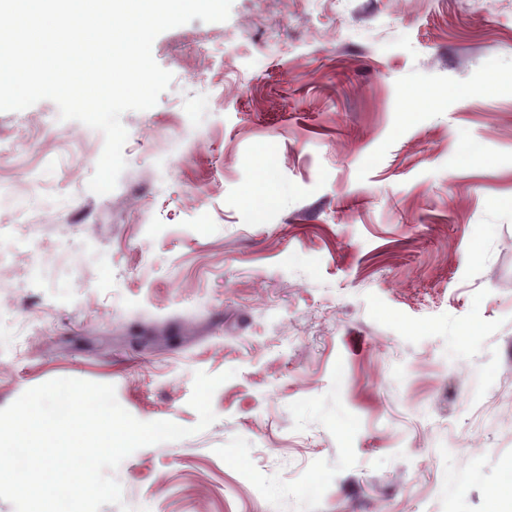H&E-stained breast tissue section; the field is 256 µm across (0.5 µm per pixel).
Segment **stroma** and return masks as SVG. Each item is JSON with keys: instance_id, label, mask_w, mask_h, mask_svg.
<instances>
[{"instance_id": "1", "label": "stroma", "mask_w": 512, "mask_h": 512, "mask_svg": "<svg viewBox=\"0 0 512 512\" xmlns=\"http://www.w3.org/2000/svg\"><path fill=\"white\" fill-rule=\"evenodd\" d=\"M152 55L108 194L100 131L0 112V408L192 427L231 369L115 470L133 512H512V0H233Z\"/></svg>"}]
</instances>
